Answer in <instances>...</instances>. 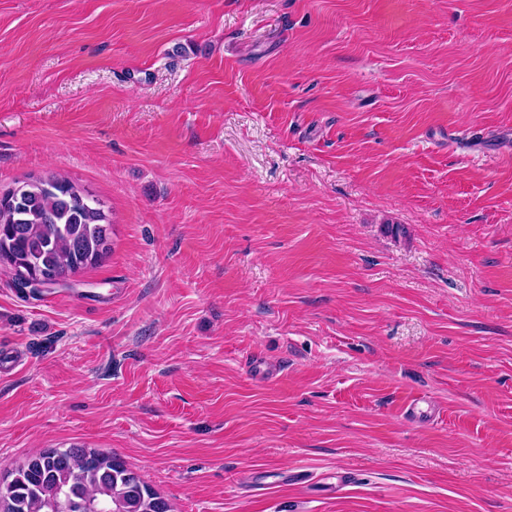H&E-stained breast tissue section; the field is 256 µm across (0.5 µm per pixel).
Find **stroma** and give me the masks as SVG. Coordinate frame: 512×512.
Masks as SVG:
<instances>
[{
  "label": "stroma",
  "mask_w": 512,
  "mask_h": 512,
  "mask_svg": "<svg viewBox=\"0 0 512 512\" xmlns=\"http://www.w3.org/2000/svg\"><path fill=\"white\" fill-rule=\"evenodd\" d=\"M52 173L110 254L0 268V479L512 512V0H0V188Z\"/></svg>",
  "instance_id": "obj_1"
}]
</instances>
